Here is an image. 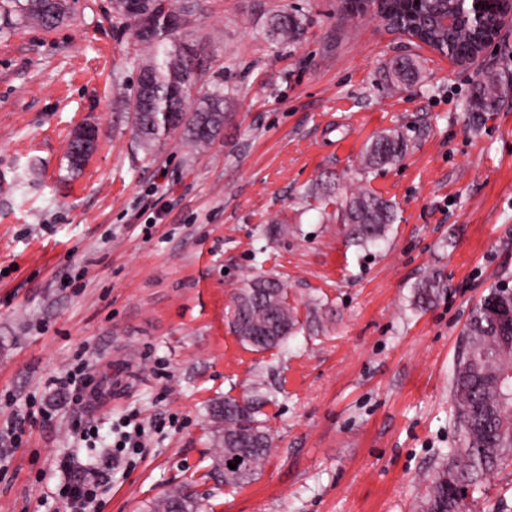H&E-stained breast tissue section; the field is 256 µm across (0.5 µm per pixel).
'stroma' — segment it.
Returning a JSON list of instances; mask_svg holds the SVG:
<instances>
[{
    "instance_id": "stroma-1",
    "label": "stroma",
    "mask_w": 512,
    "mask_h": 512,
    "mask_svg": "<svg viewBox=\"0 0 512 512\" xmlns=\"http://www.w3.org/2000/svg\"><path fill=\"white\" fill-rule=\"evenodd\" d=\"M70 3L47 29L0 0V428L19 403L51 414L0 470V512H68L64 458L106 485L99 512H151L180 486L205 512H412L458 444L461 331L491 285L512 286V26L473 70L340 0H204L199 50L224 85V128L207 151L175 135L147 155L124 106L141 46L112 0ZM284 10L305 28L290 45L267 35ZM399 57L418 62L415 82L390 78ZM489 71L506 95L470 112ZM86 123L98 146L73 175L64 155ZM390 129L406 153L364 173ZM322 181L334 204L313 195ZM361 187L398 214L366 250L341 221ZM432 268L448 291L424 310ZM261 274L281 278L299 317L321 306L324 329L244 345L226 312ZM81 350L95 391L77 404L49 380ZM227 396L267 397L274 437L237 489L212 469L209 409ZM131 414L149 432L126 468L108 448ZM77 421L98 428L95 447Z\"/></svg>"
}]
</instances>
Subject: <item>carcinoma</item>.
Listing matches in <instances>:
<instances>
[{
  "mask_svg": "<svg viewBox=\"0 0 512 512\" xmlns=\"http://www.w3.org/2000/svg\"><path fill=\"white\" fill-rule=\"evenodd\" d=\"M435 0H421L423 27L448 55L468 58L495 23L496 5L486 0L484 30L477 33L444 32L427 23ZM20 20L50 28L70 16L67 0H15ZM201 0H113L117 23L130 32L149 54L137 59L138 83L134 95L124 100L131 114L138 144L149 154L156 143L179 132L195 148L208 146L224 126V86L216 83L199 101L187 104L186 80L197 70L196 81L206 73L196 49V16ZM302 19L287 11L270 18L269 37L279 43H295L303 35ZM393 74L400 83L419 76L408 58L394 62ZM504 90L496 76L484 78L470 106L473 112H492ZM405 138L390 131L367 146L364 165L375 169L397 161L407 150ZM396 220L393 205L376 194L359 190L345 202L343 223L349 240L367 248L384 239ZM448 288L443 271L433 269L417 287L418 305H429ZM230 325L242 343L255 352L283 344L300 326L296 309L279 278L258 275L232 297ZM452 398L460 427V443L450 449V461L424 488L417 512H472L475 494L483 493L487 475L512 457V289L502 284L488 288L471 310L461 333L452 381ZM224 435L216 438L215 465L224 466V485L231 488L250 483L270 455L273 438L259 419L261 406L252 399L226 396ZM240 460L237 468L226 466ZM182 512H201L197 496L184 489L165 493L153 512H168L173 501Z\"/></svg>",
  "mask_w": 512,
  "mask_h": 512,
  "instance_id": "1",
  "label": "carcinoma"
}]
</instances>
